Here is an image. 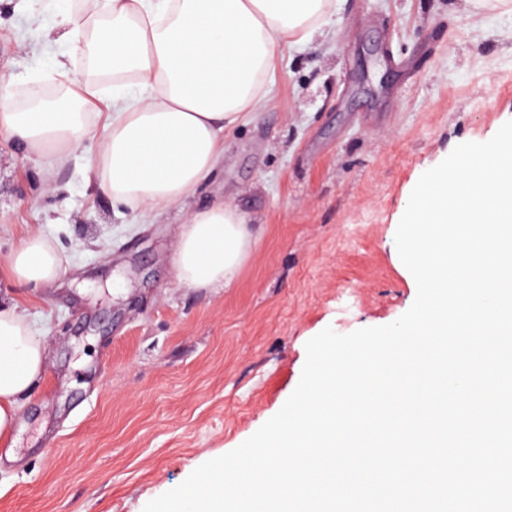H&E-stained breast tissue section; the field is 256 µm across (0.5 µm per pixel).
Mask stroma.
Returning <instances> with one entry per match:
<instances>
[{"label": "stroma", "mask_w": 512, "mask_h": 512, "mask_svg": "<svg viewBox=\"0 0 512 512\" xmlns=\"http://www.w3.org/2000/svg\"><path fill=\"white\" fill-rule=\"evenodd\" d=\"M80 10L0 0V81L17 106L34 87L63 91L40 26ZM279 56L273 108L225 129L208 182L154 218L98 189L95 142L50 173L0 133V262L39 230L65 268L46 289L0 280L49 347L0 455V512H143L282 408L311 338L412 306L397 226L425 171L512 120V10L333 0L310 41ZM213 200L259 228L254 254L230 287H177L179 228Z\"/></svg>", "instance_id": "35a3bbf8"}]
</instances>
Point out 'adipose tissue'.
I'll return each mask as SVG.
<instances>
[{
    "label": "adipose tissue",
    "instance_id": "obj_1",
    "mask_svg": "<svg viewBox=\"0 0 512 512\" xmlns=\"http://www.w3.org/2000/svg\"><path fill=\"white\" fill-rule=\"evenodd\" d=\"M332 0H83L93 22L86 51L117 76L110 90L55 60L66 92L20 110L0 86V130L37 157L63 162L95 139L89 169L98 187L144 216L185 201L214 173L227 126L272 100L281 47L308 42ZM112 121L98 127L94 106ZM257 235L235 207L191 209L173 256L181 288H227L252 257ZM64 272L52 239L30 233L0 265L20 288L52 287ZM46 341L15 299L0 296V446L10 447L24 399L43 379Z\"/></svg>",
    "mask_w": 512,
    "mask_h": 512
}]
</instances>
